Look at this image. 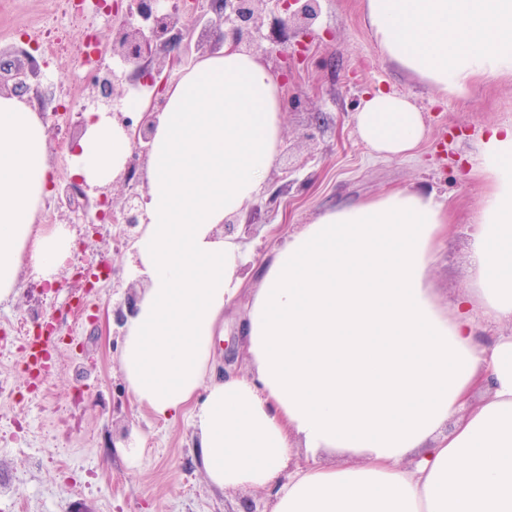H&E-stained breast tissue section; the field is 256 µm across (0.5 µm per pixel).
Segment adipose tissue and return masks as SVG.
I'll use <instances>...</instances> for the list:
<instances>
[{
  "label": "adipose tissue",
  "mask_w": 512,
  "mask_h": 512,
  "mask_svg": "<svg viewBox=\"0 0 512 512\" xmlns=\"http://www.w3.org/2000/svg\"><path fill=\"white\" fill-rule=\"evenodd\" d=\"M365 20L388 61L441 93L512 76V0H365ZM164 97L134 245L146 288L119 359L137 403L161 418L194 406L209 482L272 497L273 512H512V334L476 340L512 324V121L475 143L464 172L481 185L467 295L444 305L429 285L452 221L435 192L405 186L325 211L263 263L242 326L252 373L222 377L214 339L251 258L216 228L279 158L285 85L227 47ZM353 122L384 158L425 137L421 110L383 90ZM131 152L122 126L87 113L70 173L109 184ZM49 171L38 112L0 94V298L28 272L53 281L72 248L65 225L35 223ZM336 453L352 463H321Z\"/></svg>",
  "instance_id": "adipose-tissue-1"
}]
</instances>
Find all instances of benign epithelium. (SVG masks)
Here are the masks:
<instances>
[{
  "mask_svg": "<svg viewBox=\"0 0 512 512\" xmlns=\"http://www.w3.org/2000/svg\"><path fill=\"white\" fill-rule=\"evenodd\" d=\"M269 0H209L192 10V18L185 21L187 6L182 0L170 7H160L159 0H112L108 12L112 19V43L103 51H112L125 64L134 67L137 80L154 89L148 108L133 117L124 111L125 93L119 89L120 76L106 72L100 83L87 86L88 99L98 112L108 113L127 131L133 146L132 159L126 170L112 183L94 188L97 196L89 197V187L82 182L68 184L79 206L85 211L96 209L100 221L110 219L127 228V239L135 243L141 226L147 223L142 206L143 198L137 192H126L116 202L113 191L130 186L138 179L137 168L146 163L150 151L156 115L165 105L162 91L172 71L194 63L204 54L219 52L228 44L235 49L253 50L258 29L257 19L263 5ZM283 10L281 23L293 26L301 34L293 51L278 49L275 55L284 63L305 59L306 41L313 33L312 25L318 18L320 0H278ZM201 36L194 37L195 31Z\"/></svg>",
  "mask_w": 512,
  "mask_h": 512,
  "instance_id": "1",
  "label": "benign epithelium"
}]
</instances>
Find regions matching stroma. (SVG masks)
Instances as JSON below:
<instances>
[{"instance_id": "obj_1", "label": "stroma", "mask_w": 512, "mask_h": 512, "mask_svg": "<svg viewBox=\"0 0 512 512\" xmlns=\"http://www.w3.org/2000/svg\"><path fill=\"white\" fill-rule=\"evenodd\" d=\"M45 17L46 0H0V52L27 47L40 77L30 81L25 100L43 116L57 74L78 69L77 61L58 63L26 45L23 27ZM266 61L275 73L287 74L288 92L302 105L284 112L279 159L256 208L243 218L250 226L243 247L255 264L325 209L420 185L434 190L454 215L449 237L439 241L430 283L443 303L471 288L466 222L479 190L462 174L482 133L512 117V77L478 83L464 98L441 94L386 60L366 27L364 0H321L305 61L287 68L274 53ZM379 88L409 97L422 112L426 135L411 158L374 157L355 132L354 112L367 92ZM316 112L327 117L329 128L312 141ZM50 216L76 236L72 263L47 286L27 275L14 295L0 299V325L36 309L57 313L67 340L54 351L47 402L28 411L34 449L0 447V476L7 480L0 486V512H16L22 497L31 500L32 512H272L269 498L210 485L195 446L192 410L165 420L133 398L119 365L124 327L117 317L139 299L144 283L129 272L122 226L102 224L93 236L79 210L60 206ZM101 261L112 268L110 278L98 284L80 315L66 313L74 265ZM259 285L256 271H249L245 294L225 309L215 343L217 362L243 375L252 365L240 325L246 295ZM79 389L85 392L80 401L74 398Z\"/></svg>"}]
</instances>
